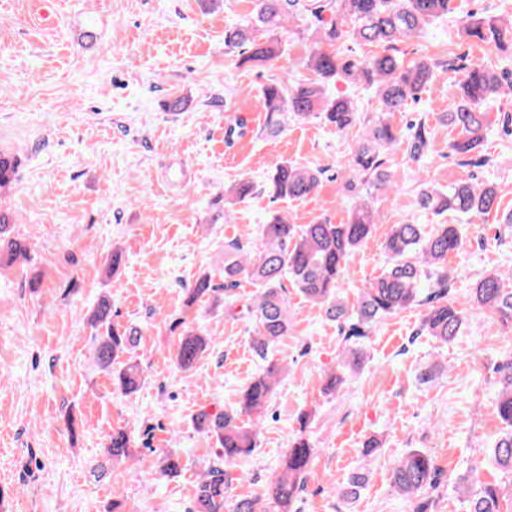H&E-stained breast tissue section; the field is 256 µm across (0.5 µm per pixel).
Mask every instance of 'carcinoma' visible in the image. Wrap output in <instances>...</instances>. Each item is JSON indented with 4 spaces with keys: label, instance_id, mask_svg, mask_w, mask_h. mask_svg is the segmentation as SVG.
Listing matches in <instances>:
<instances>
[{
    "label": "carcinoma",
    "instance_id": "cac0c4a2",
    "mask_svg": "<svg viewBox=\"0 0 512 512\" xmlns=\"http://www.w3.org/2000/svg\"><path fill=\"white\" fill-rule=\"evenodd\" d=\"M250 16L224 27V50L239 57L238 65H267L282 56L279 35L292 32V26L304 21L311 32L312 48L304 67L313 78L294 85L277 81L262 87L259 97L265 112V130L277 135L288 116L322 118L343 132L357 120L358 95L332 96L329 85L341 80L357 91H374L380 112L365 121L366 135L361 138L345 177L347 188L354 189L360 179L381 189L390 178L383 171L384 151L401 141L407 142L409 157L421 161L429 153L428 126L421 120L403 132L391 123V117L403 112L409 103L432 81L438 63L420 59L405 61L397 44L419 38L428 27L452 11V0H252ZM460 34L473 43L491 44L502 57L512 59V19L476 13L460 23ZM350 39L374 45L381 51L360 58L342 55L336 44ZM458 92L445 117L457 131L448 145L449 154L467 158L481 151L492 121L486 105L512 96L507 82L483 61L462 67ZM250 133L247 121L234 117L227 121L224 136L232 144ZM20 161L17 156L0 152V193L13 188ZM322 168L291 162L278 165L269 177L272 198L303 199L316 192ZM253 191V184L240 180L224 198V222L231 209ZM499 194L493 183L463 182L444 191L427 181L420 183L418 206L435 215L454 213L472 221L499 210ZM378 212L371 200L360 197L353 202L346 224L327 221L294 224L280 211L270 212L260 227L259 243L252 247L237 240L224 243V284L213 283L205 274L185 289L186 306L210 297L214 305L233 311L234 290L243 278L258 288L248 312L252 323V348L266 365L241 392L237 404L195 417L199 430L213 437L222 452L207 465L189 512H225L227 494L234 478L228 466L252 455L261 434L259 421L279 384L285 366L269 357L270 351L290 330L288 296L285 283L293 284L308 301L320 306L325 316L339 324L344 343L369 336L379 320L411 306L425 307L417 335L432 336L443 343L458 336L463 325L461 312L448 299V255L461 249L464 238L458 224H437L425 231L421 224H395L385 248L392 263L360 292L357 303L347 306L339 290L350 256L369 239ZM25 241L12 234L10 213L0 209V261L7 265L28 260ZM512 271L488 274L476 281L471 301L490 311L505 326H512ZM95 330L94 342L99 365L109 370L120 355L136 340V330L119 329L112 324V302L103 295L89 319ZM210 347L206 331L185 326L176 349V365L189 370L196 366ZM360 349L347 348L336 368L325 375L323 393L339 391L348 380V372L357 368ZM143 370L137 363H126L113 372V379L126 392L135 391ZM497 412L503 431L488 450L495 468L512 473V356L496 367ZM315 448L309 441L296 439L282 456L277 477L268 484L263 496L243 497L232 505V512H290L306 488V473ZM108 453L112 461L131 457V438L126 430L112 432ZM165 476L182 471L179 456L165 452L159 459ZM365 477L356 474L342 491L347 501L356 499ZM466 512H512V484L504 488L494 482H481L474 475L464 480ZM393 488L407 499L417 500L414 512H427L429 495L436 487V467L430 455L411 449L391 468Z\"/></svg>",
    "mask_w": 512,
    "mask_h": 512
}]
</instances>
